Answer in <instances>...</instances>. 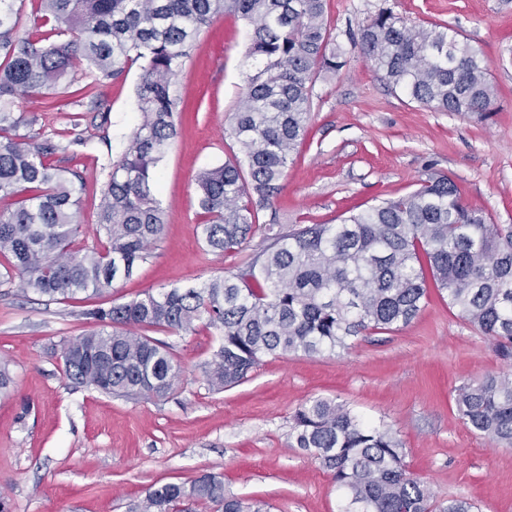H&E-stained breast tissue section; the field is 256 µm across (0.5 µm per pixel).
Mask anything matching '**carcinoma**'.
Wrapping results in <instances>:
<instances>
[{"label":"carcinoma","mask_w":512,"mask_h":512,"mask_svg":"<svg viewBox=\"0 0 512 512\" xmlns=\"http://www.w3.org/2000/svg\"><path fill=\"white\" fill-rule=\"evenodd\" d=\"M13 3L0 0V197L16 198L0 210V256L10 264L5 282L19 281L24 293L67 301L100 295L147 259L165 226L155 172L178 134L172 80L213 18L229 12L247 21V58L259 65L231 125L238 155L198 177L206 217L199 228L209 250L233 256L260 231L259 252L200 288L84 312L96 328L61 346L71 382L130 399L162 398L180 367L144 332H189L204 321L219 347L203 375L221 391L265 357L345 350L359 336L410 325L430 280L502 359H512V229L464 203L448 176L338 224L285 232L259 223L307 136L316 80L344 66L325 0H37L34 27L25 30ZM355 47L413 102L480 117L490 111L496 89L487 61L451 29L409 24L382 10L360 29ZM137 61L140 120L101 188L96 224L103 241L78 249L79 189L48 157L83 148L88 139L77 134L63 147L53 143L36 120L13 110L14 97L53 90L83 70L110 80ZM455 406L471 430L512 447L511 376L470 381ZM291 438L331 475L343 512H472L465 500L437 504L408 470L398 434L344 405L307 401L293 416ZM190 502L262 512L225 493L223 477L213 473L154 485L132 512H186Z\"/></svg>","instance_id":"cac0c4a2"}]
</instances>
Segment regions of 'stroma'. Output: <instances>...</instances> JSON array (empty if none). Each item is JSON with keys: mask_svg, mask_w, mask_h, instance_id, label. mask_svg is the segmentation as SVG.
I'll list each match as a JSON object with an SVG mask.
<instances>
[{"mask_svg": "<svg viewBox=\"0 0 512 512\" xmlns=\"http://www.w3.org/2000/svg\"><path fill=\"white\" fill-rule=\"evenodd\" d=\"M383 9L467 38L497 87L493 112L483 119L437 112L392 90L353 45L360 27ZM325 16L345 65L317 80L308 135L261 223L289 230L334 224L350 208L404 195L442 172L466 204L512 225V0H326ZM247 46L246 21L216 17L175 77L178 135L156 171L165 231L130 278L76 303L0 285V364L13 377L0 393V491L11 512H128L149 487L207 472L268 512H340L331 476L290 437L294 411L315 397L391 425L408 465L438 502L465 499L474 512H512V448L474 433L455 407L460 386L506 371V363L433 287L402 330L357 337L345 351L264 358L247 381L221 393L203 378L218 340L202 322L188 333H152L181 367L165 398H116L64 375L60 346L89 330L86 309L197 288L252 256L250 243L232 257L211 252L197 205L198 174L236 150L230 120L246 91ZM139 73L134 63L99 82L80 71L52 94L15 101L53 141L67 143L76 121L92 136L82 152L49 158L83 183V248L102 238L100 192L136 124Z\"/></svg>", "mask_w": 512, "mask_h": 512, "instance_id": "35a3bbf8", "label": "stroma"}]
</instances>
